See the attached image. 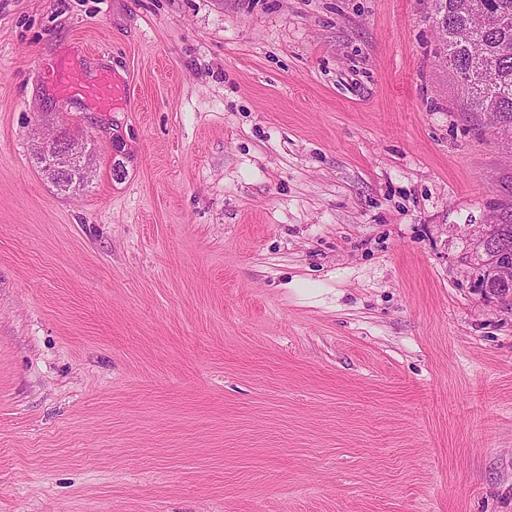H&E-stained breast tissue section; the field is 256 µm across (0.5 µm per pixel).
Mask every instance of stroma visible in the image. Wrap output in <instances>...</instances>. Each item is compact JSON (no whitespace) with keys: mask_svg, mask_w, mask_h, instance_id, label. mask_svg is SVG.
Instances as JSON below:
<instances>
[{"mask_svg":"<svg viewBox=\"0 0 512 512\" xmlns=\"http://www.w3.org/2000/svg\"><path fill=\"white\" fill-rule=\"evenodd\" d=\"M439 52L432 0H0V512H512V147ZM36 156L43 161V166L49 175H64L46 177L60 193L77 192L89 179L88 146L79 139L74 138L67 142H59L57 134L43 139L36 146ZM36 160L44 174L45 170L42 168V162L37 158ZM73 172L82 179L76 178L74 175L65 176V174ZM476 254L478 259L481 261L480 267H477L480 275V282L484 288H488L491 292L496 295H506L511 291V287H504L500 285L493 276V269L497 259V253H493L489 250H485L480 246H476ZM507 288V289H505Z\"/></svg>","mask_w":512,"mask_h":512,"instance_id":"1","label":"stroma"}]
</instances>
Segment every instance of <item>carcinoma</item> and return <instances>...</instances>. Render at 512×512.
<instances>
[{
    "label": "carcinoma",
    "mask_w": 512,
    "mask_h": 512,
    "mask_svg": "<svg viewBox=\"0 0 512 512\" xmlns=\"http://www.w3.org/2000/svg\"><path fill=\"white\" fill-rule=\"evenodd\" d=\"M438 27L446 45L448 69L461 83L472 114L496 119L494 137L512 142V0H432ZM56 190L68 194L84 186L73 175L50 177ZM502 244L512 246V209L509 208L492 232ZM480 260V282L496 295L512 290L493 276L497 254L476 247Z\"/></svg>",
    "instance_id": "carcinoma-1"
}]
</instances>
